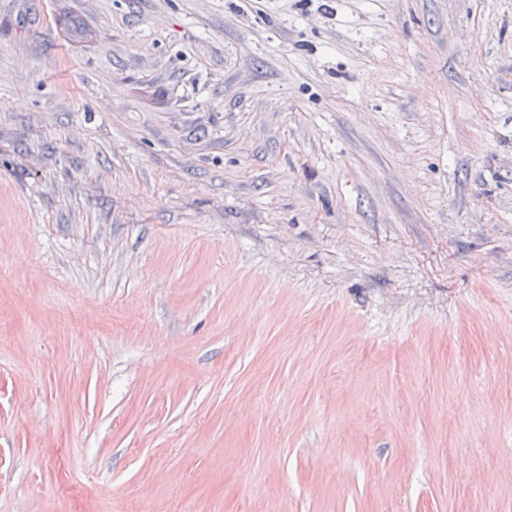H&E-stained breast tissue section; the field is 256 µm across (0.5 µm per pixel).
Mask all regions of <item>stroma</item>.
Segmentation results:
<instances>
[{"mask_svg":"<svg viewBox=\"0 0 512 512\" xmlns=\"http://www.w3.org/2000/svg\"><path fill=\"white\" fill-rule=\"evenodd\" d=\"M0 512H512V0H0Z\"/></svg>","mask_w":512,"mask_h":512,"instance_id":"obj_1","label":"stroma"}]
</instances>
